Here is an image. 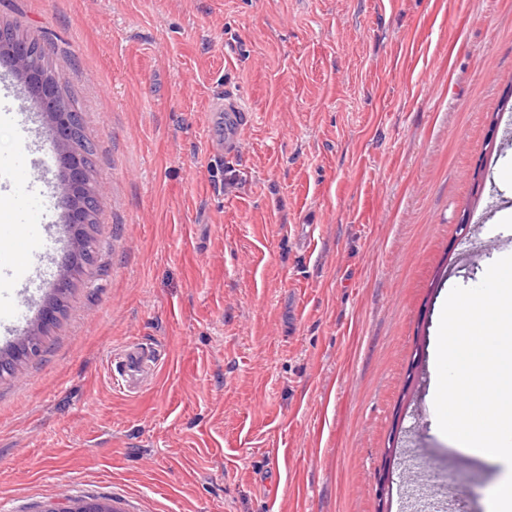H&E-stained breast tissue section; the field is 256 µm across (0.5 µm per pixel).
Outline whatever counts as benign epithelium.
<instances>
[{
  "label": "benign epithelium",
  "mask_w": 512,
  "mask_h": 512,
  "mask_svg": "<svg viewBox=\"0 0 512 512\" xmlns=\"http://www.w3.org/2000/svg\"><path fill=\"white\" fill-rule=\"evenodd\" d=\"M0 50L9 53L16 74L24 83L27 92L41 103V112L50 132L52 150L70 173L69 180L60 186L62 199L70 214L81 215L85 211L81 188L86 180V166L82 154L73 147L75 115L60 101L59 80H49L31 69L28 60L30 49L25 42L13 39L9 43L0 44ZM64 228L70 247L75 252L80 251L83 245V225L78 221L70 222Z\"/></svg>",
  "instance_id": "1"
}]
</instances>
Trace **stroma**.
Returning <instances> with one entry per match:
<instances>
[{
	"label": "stroma",
	"mask_w": 512,
	"mask_h": 512,
	"mask_svg": "<svg viewBox=\"0 0 512 512\" xmlns=\"http://www.w3.org/2000/svg\"><path fill=\"white\" fill-rule=\"evenodd\" d=\"M96 145L98 270L0 380V512H486L434 407L442 307L512 252V0H0ZM253 114L225 161L213 99ZM0 242L64 239L0 114ZM159 363L131 393L113 350Z\"/></svg>",
	"instance_id": "1"
}]
</instances>
